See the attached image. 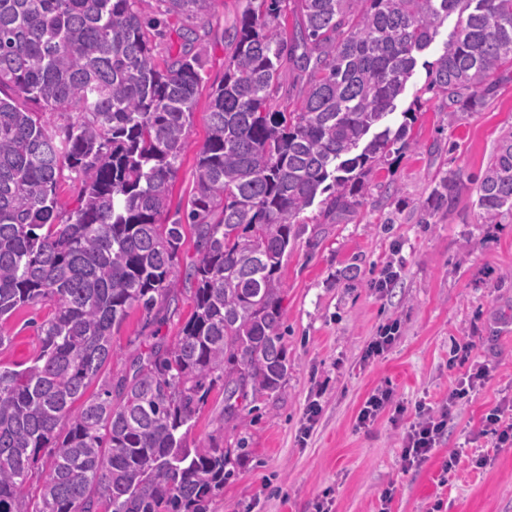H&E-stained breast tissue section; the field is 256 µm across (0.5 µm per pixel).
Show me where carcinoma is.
I'll use <instances>...</instances> for the list:
<instances>
[{
    "label": "carcinoma",
    "mask_w": 512,
    "mask_h": 512,
    "mask_svg": "<svg viewBox=\"0 0 512 512\" xmlns=\"http://www.w3.org/2000/svg\"><path fill=\"white\" fill-rule=\"evenodd\" d=\"M157 2L0 0V322L48 308L30 365L0 363V512H210L245 437L191 448L187 434L215 382L237 430L241 401L286 381L281 268L300 215L317 199L331 221L356 210L369 175L412 145L407 123L383 121L448 15L457 23L425 87L448 120L483 108L491 75L512 64V0H298L290 32L291 0H246L210 94L195 192L170 222L205 26L161 64L154 40L159 16L196 17L216 0ZM289 64L307 75L291 112L278 97ZM65 179L78 187L69 210ZM461 185L443 176L426 207H450ZM477 192L484 223L512 213V133ZM185 223L193 312L169 343L156 326L178 301ZM135 306L153 330L87 394Z\"/></svg>",
    "instance_id": "obj_1"
}]
</instances>
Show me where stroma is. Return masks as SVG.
<instances>
[{
	"instance_id": "obj_1",
	"label": "stroma",
	"mask_w": 512,
	"mask_h": 512,
	"mask_svg": "<svg viewBox=\"0 0 512 512\" xmlns=\"http://www.w3.org/2000/svg\"><path fill=\"white\" fill-rule=\"evenodd\" d=\"M245 0H215L206 22L172 18L155 54L164 58L185 28L205 27L206 65L188 145L169 198L170 211L184 209L196 187V156L208 134L209 94L224 80L234 33ZM456 17H449L421 53L412 77L387 118L391 127L409 123L413 143L376 170L357 210L340 223L324 220L319 206L304 213L305 233L281 270L288 377L272 396L249 406L251 455L237 467L211 512H315L329 496L332 512H512V448L498 450L480 433L491 409L512 403V215L498 223L481 219L474 179L512 131V68L500 72L499 94L477 112L448 120L441 102L424 87L428 67L442 53ZM448 172L465 187L451 208L425 217L423 203ZM398 192L387 196L384 184ZM399 278L377 289L387 265ZM45 309H19L0 330L10 336L0 362L28 361L39 340L30 319ZM399 320L401 336L381 357L364 353L380 325ZM144 316L132 308L112 332L115 352L105 376L125 368L145 336ZM472 345L468 362H455V348ZM485 366L490 374L454 412L448 435L430 458L403 470L402 438L418 406L436 408L464 374ZM391 388L406 411L382 415L357 428L365 399ZM321 413L301 437L307 406ZM224 389L215 385L187 442L211 435L234 442L224 429ZM459 450L454 472L443 474L451 450ZM390 503H383L384 491Z\"/></svg>"
}]
</instances>
